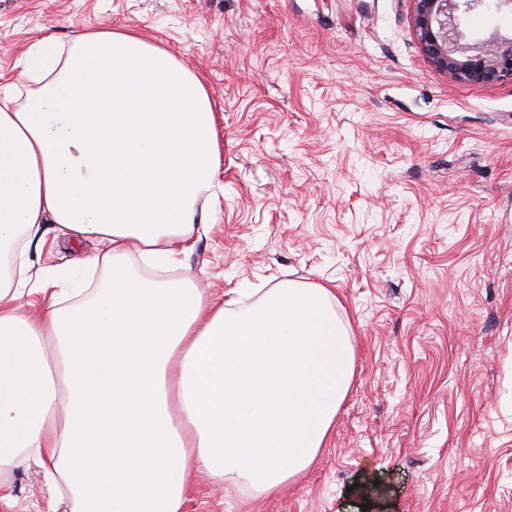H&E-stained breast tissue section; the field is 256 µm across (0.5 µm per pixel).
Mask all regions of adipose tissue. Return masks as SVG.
Masks as SVG:
<instances>
[{
  "instance_id": "ef3b65f1",
  "label": "adipose tissue",
  "mask_w": 512,
  "mask_h": 512,
  "mask_svg": "<svg viewBox=\"0 0 512 512\" xmlns=\"http://www.w3.org/2000/svg\"><path fill=\"white\" fill-rule=\"evenodd\" d=\"M19 65L0 86V473L40 465L69 512H183L199 474L251 512L315 467L351 386L335 296H208L126 266L176 264L221 189L207 89L167 50L104 28ZM50 224L103 244L81 262L98 288L36 271Z\"/></svg>"
}]
</instances>
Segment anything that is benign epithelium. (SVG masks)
Instances as JSON below:
<instances>
[{"mask_svg":"<svg viewBox=\"0 0 512 512\" xmlns=\"http://www.w3.org/2000/svg\"><path fill=\"white\" fill-rule=\"evenodd\" d=\"M412 23L423 54L456 82H512V37L468 44L456 17L462 7L475 10L487 0H411Z\"/></svg>","mask_w":512,"mask_h":512,"instance_id":"benign-epithelium-1","label":"benign epithelium"}]
</instances>
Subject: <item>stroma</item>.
I'll return each mask as SVG.
<instances>
[{"label": "stroma", "instance_id": "1", "mask_svg": "<svg viewBox=\"0 0 512 512\" xmlns=\"http://www.w3.org/2000/svg\"><path fill=\"white\" fill-rule=\"evenodd\" d=\"M135 30L201 75L224 192L180 275L333 288L354 379L316 467L252 512H512V83L452 81L410 0H0V72L40 38ZM465 41L512 35L477 9ZM47 237L50 274L99 251ZM0 512H49L14 468ZM185 512H236L195 478Z\"/></svg>", "mask_w": 512, "mask_h": 512}]
</instances>
